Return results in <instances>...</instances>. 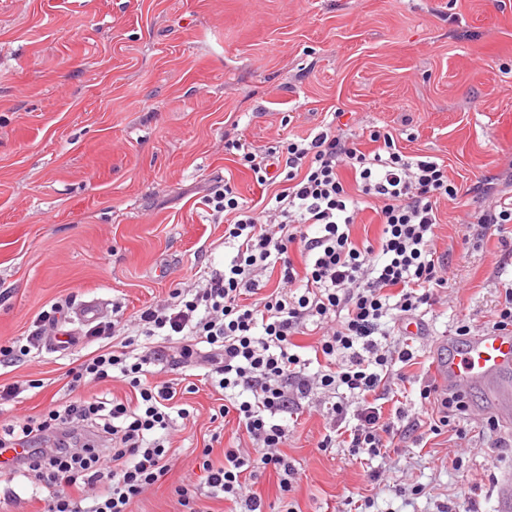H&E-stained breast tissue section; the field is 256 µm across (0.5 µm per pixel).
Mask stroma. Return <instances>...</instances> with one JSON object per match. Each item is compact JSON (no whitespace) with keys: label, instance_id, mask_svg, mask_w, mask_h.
<instances>
[{"label":"stroma","instance_id":"35a3bbf8","mask_svg":"<svg viewBox=\"0 0 512 512\" xmlns=\"http://www.w3.org/2000/svg\"><path fill=\"white\" fill-rule=\"evenodd\" d=\"M512 0H0V344L27 335L55 301L97 299L106 319L128 320L166 304L173 290L202 287L223 268L224 217L206 204L232 183L248 202L270 199L228 139L261 149L307 136L331 119L374 150L388 130L401 151L448 167L457 194L441 200L433 247L448 258V285L418 316L415 358L396 364L381 401L401 409L386 454L355 458L344 445L321 451L330 407L355 403L346 388L315 389L281 451L300 474L290 495L267 471L251 478L269 512H497L512 476V424L481 418L431 433L419 391L459 326L491 329L512 289V234L486 231L466 243L479 202L512 199ZM97 345H48L12 367L19 383L0 405V425L36 415L69 395L65 372ZM172 382V466L133 512H182L173 488L205 446L252 453L234 417L195 367H156ZM46 491L18 476L0 482V512H41Z\"/></svg>","mask_w":512,"mask_h":512}]
</instances>
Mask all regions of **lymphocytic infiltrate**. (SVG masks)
Masks as SVG:
<instances>
[{"mask_svg": "<svg viewBox=\"0 0 512 512\" xmlns=\"http://www.w3.org/2000/svg\"><path fill=\"white\" fill-rule=\"evenodd\" d=\"M369 139L376 148L367 153L329 122L261 150L227 142L258 185L275 187L273 209L240 202L225 185L209 200L214 212L229 217L224 242L234 253L223 269L212 270L192 298L176 291L167 306L140 311L143 335L160 337V345L133 356L126 338L91 352L70 372L76 383L120 376L134 398L73 399L0 428L1 448L23 449L14 473L48 489L44 512H132L143 491L169 471L170 449L154 432L169 428L176 390L149 381L154 363L204 365L218 375L220 388L240 386L251 394L218 412L236 416L257 444L254 456L229 448L218 463L211 449H202L196 473L174 488L185 512H205L202 486L244 504L246 512H266L261 498L248 492L251 472L273 470L280 490L291 492L298 472L279 452L290 433L279 417L318 385L344 386L360 398L346 438L351 455L387 451L395 423L375 397L392 366L414 358L404 337L410 321L448 285V259L432 245L441 222L438 203L456 196L457 188L445 164L404 155L391 131H371ZM345 167L355 173V189L340 177ZM363 200L381 204L382 233L374 244L350 237ZM293 245L305 258L304 271L289 255ZM262 269L278 272L279 288L268 289L258 276ZM69 305L64 299L41 312L25 342L0 345V366L26 357L42 340L45 323L57 322ZM388 321L400 335L391 345ZM310 324L321 334L316 352L323 359L314 379L292 351L294 337Z\"/></svg>", "mask_w": 512, "mask_h": 512, "instance_id": "obj_1", "label": "lymphocytic infiltrate"}]
</instances>
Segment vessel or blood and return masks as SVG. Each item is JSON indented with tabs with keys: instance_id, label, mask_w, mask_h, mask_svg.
<instances>
[{
	"instance_id": "obj_1",
	"label": "vessel or blood",
	"mask_w": 512,
	"mask_h": 512,
	"mask_svg": "<svg viewBox=\"0 0 512 512\" xmlns=\"http://www.w3.org/2000/svg\"><path fill=\"white\" fill-rule=\"evenodd\" d=\"M438 379L455 390L490 388L489 412L512 417V332L486 331L449 340Z\"/></svg>"
}]
</instances>
